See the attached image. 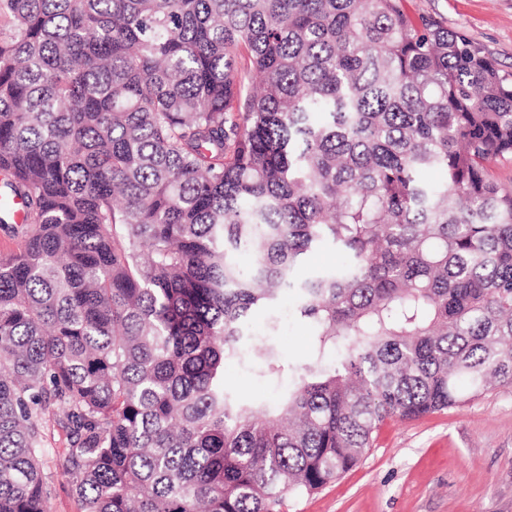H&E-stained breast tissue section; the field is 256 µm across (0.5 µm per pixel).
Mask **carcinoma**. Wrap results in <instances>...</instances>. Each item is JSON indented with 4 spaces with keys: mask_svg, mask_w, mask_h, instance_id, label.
Segmentation results:
<instances>
[{
    "mask_svg": "<svg viewBox=\"0 0 512 512\" xmlns=\"http://www.w3.org/2000/svg\"><path fill=\"white\" fill-rule=\"evenodd\" d=\"M0 21V224L25 228L0 256V512H50V421L81 512H282L387 420L512 385V73L479 44L405 0ZM288 295L302 365L277 317L250 326ZM227 366L288 385L253 400ZM288 309V301H285L275 314L280 320V331L278 336H273V341L292 361L302 362L309 355V333L304 326L288 315Z\"/></svg>",
    "mask_w": 512,
    "mask_h": 512,
    "instance_id": "1",
    "label": "carcinoma"
}]
</instances>
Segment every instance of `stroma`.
<instances>
[{
    "label": "stroma",
    "mask_w": 512,
    "mask_h": 512,
    "mask_svg": "<svg viewBox=\"0 0 512 512\" xmlns=\"http://www.w3.org/2000/svg\"><path fill=\"white\" fill-rule=\"evenodd\" d=\"M482 46L512 73V0H407ZM274 342L292 361L309 355L310 338L287 308L277 312ZM51 512H79L54 454L66 437L49 430ZM286 512H512V387L487 391L422 419L388 421L360 462L317 492L289 499Z\"/></svg>",
    "instance_id": "1"
}]
</instances>
